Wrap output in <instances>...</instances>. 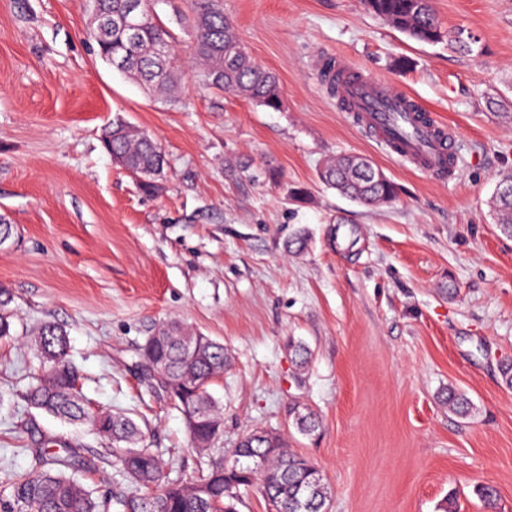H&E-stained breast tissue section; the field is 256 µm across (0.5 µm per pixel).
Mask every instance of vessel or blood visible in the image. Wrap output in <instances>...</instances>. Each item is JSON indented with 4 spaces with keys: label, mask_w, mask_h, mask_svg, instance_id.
I'll use <instances>...</instances> for the list:
<instances>
[{
    "label": "vessel or blood",
    "mask_w": 512,
    "mask_h": 512,
    "mask_svg": "<svg viewBox=\"0 0 512 512\" xmlns=\"http://www.w3.org/2000/svg\"><path fill=\"white\" fill-rule=\"evenodd\" d=\"M337 69L348 77L343 94L360 127L381 147L394 150L398 160L423 173L456 169L459 136L454 127L434 118L425 124L415 122L407 110L410 96L395 91L386 79L363 74L351 77V68L343 61Z\"/></svg>",
    "instance_id": "obj_1"
}]
</instances>
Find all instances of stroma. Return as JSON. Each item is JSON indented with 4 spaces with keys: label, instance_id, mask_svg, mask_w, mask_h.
<instances>
[{
    "label": "stroma",
    "instance_id": "35a3bbf8",
    "mask_svg": "<svg viewBox=\"0 0 512 512\" xmlns=\"http://www.w3.org/2000/svg\"><path fill=\"white\" fill-rule=\"evenodd\" d=\"M434 6L470 52L409 40L360 0H224L280 78L273 111L193 80L158 98L85 40L89 0H0V218L15 229L0 245L15 331L0 339V500L47 438L98 462L83 479L95 494L126 486L107 440L24 399L40 369L29 336L47 321L67 331L89 402L129 412L170 478L198 476L182 415L137 364L176 320L230 356L212 387L225 451L256 429L282 434L329 483L328 512H512V237L491 209L512 173V0ZM330 56L455 127L454 176L415 171L356 128L321 76ZM118 115L165 150L155 191L103 146ZM345 154L381 168L398 198L369 209L327 188L320 167ZM241 162L254 182L229 175ZM298 230L308 246L287 253ZM452 387L469 417L442 405ZM302 407L321 418L313 435L290 424Z\"/></svg>",
    "mask_w": 512,
    "mask_h": 512
}]
</instances>
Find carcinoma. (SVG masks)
<instances>
[{
    "instance_id": "cac0c4a2",
    "label": "carcinoma",
    "mask_w": 512,
    "mask_h": 512,
    "mask_svg": "<svg viewBox=\"0 0 512 512\" xmlns=\"http://www.w3.org/2000/svg\"><path fill=\"white\" fill-rule=\"evenodd\" d=\"M168 0H91L96 20L86 35L95 43L99 57L144 86L166 94L181 85L188 70L179 61L169 29L159 22L156 7ZM177 22L191 39L194 71L203 85L262 107L282 108L279 77L258 64L236 36L232 20L224 14L223 0H186ZM365 8L408 38L439 43L447 32L433 0H362ZM139 21L118 39L111 22L130 12ZM104 145L120 160V166L141 181L145 190L164 169L161 145L147 132L116 116L104 130ZM373 164L354 155L325 161L320 178L325 185L366 206L393 202L396 184L378 179ZM496 223L512 236V192L495 191L492 199ZM11 292L0 286V338L13 336ZM31 342L48 368L35 377L24 393L33 408L54 417L88 424L105 438L112 465L130 480L129 494L94 495L78 474L91 472L93 463L68 446L54 449L47 439L32 449L42 469L21 473L13 483L11 500L0 512H236L241 491L254 489L265 499L270 512H328L330 489L321 471L308 459L288 450L283 437L257 430L244 436L227 464L213 459L224 439V414L210 387L224 375L227 356L224 344L171 322L147 337L140 348L139 366L153 363L162 379L148 377V384L166 393L182 414L193 449L208 458L207 472L191 483L168 478L163 462L144 445L145 433L128 414L94 410L84 398L80 375L68 357V334L52 322L32 333ZM448 409L459 416L471 413L468 398L453 388L444 398ZM292 425L303 434L319 428L316 414L293 410Z\"/></svg>"
}]
</instances>
